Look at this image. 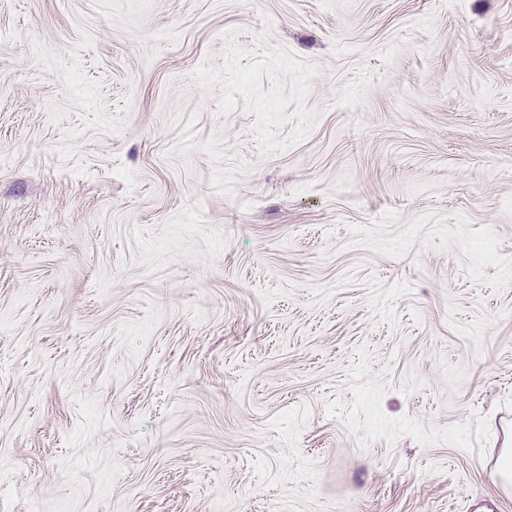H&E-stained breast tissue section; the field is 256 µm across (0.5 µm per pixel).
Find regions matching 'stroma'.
I'll list each match as a JSON object with an SVG mask.
<instances>
[{"instance_id":"1","label":"stroma","mask_w":512,"mask_h":512,"mask_svg":"<svg viewBox=\"0 0 512 512\" xmlns=\"http://www.w3.org/2000/svg\"><path fill=\"white\" fill-rule=\"evenodd\" d=\"M512 0H0V512H512Z\"/></svg>"}]
</instances>
